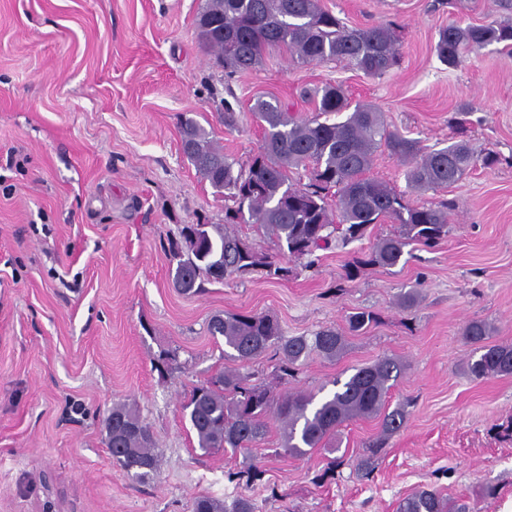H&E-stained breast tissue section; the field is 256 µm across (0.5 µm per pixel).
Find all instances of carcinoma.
<instances>
[{"mask_svg": "<svg viewBox=\"0 0 512 512\" xmlns=\"http://www.w3.org/2000/svg\"><path fill=\"white\" fill-rule=\"evenodd\" d=\"M199 38L206 50L233 74L257 67L266 50L283 49L308 64L341 62L367 76H381L399 66L402 51L390 23L350 27L325 9L321 0H205L198 17ZM500 45L512 52V21L484 25L450 23L439 30L437 58L458 66L468 52ZM315 113L298 119L276 97L255 100L252 111L264 130L258 151L240 165L196 120L181 125L183 156L217 192L233 202L223 224H185L169 248L175 268L171 281L185 294H197L204 284L254 274L286 278L290 262L308 258L317 265L315 251L331 243L341 226V243L362 240L373 224L389 220L398 233L379 239L368 253L355 258L346 270L354 279L360 269H386L408 263V246L434 247L448 237V203L411 206L386 184L365 177L376 152L388 151L405 167L408 185L420 192L451 187L476 166L477 158L465 140L448 146L423 148L419 141L384 125L370 104L351 105L343 89L327 85L314 91ZM344 119H339L341 114ZM237 224H256L274 237L278 254L257 250L235 230ZM214 338H224L228 364L215 378L193 388L183 416L204 451L224 449L237 454L258 447L268 433L270 419L281 428L278 449L302 456L324 448L347 421L382 417V435L364 448L358 471L369 475L388 439L407 420V405L386 411L390 390L404 365L384 356L355 369L346 381L335 379L336 390L321 400L312 393L276 395L250 382L233 366L248 362L268 349L275 350V372L295 379L313 356L340 357L346 339L334 328L309 336H286L279 323L264 313L215 315L208 322ZM491 327L482 320L468 322L464 339L480 345L479 358L467 364L477 378L512 375V345L484 344ZM106 446L112 464L139 482L156 471L154 443L137 409L117 404L105 419ZM263 470L250 461L228 473L244 489L261 480ZM193 512H257L253 499L241 492L230 503L208 496L196 498ZM397 512H466L437 491L422 489L403 498Z\"/></svg>", "mask_w": 512, "mask_h": 512, "instance_id": "obj_1", "label": "carcinoma"}]
</instances>
